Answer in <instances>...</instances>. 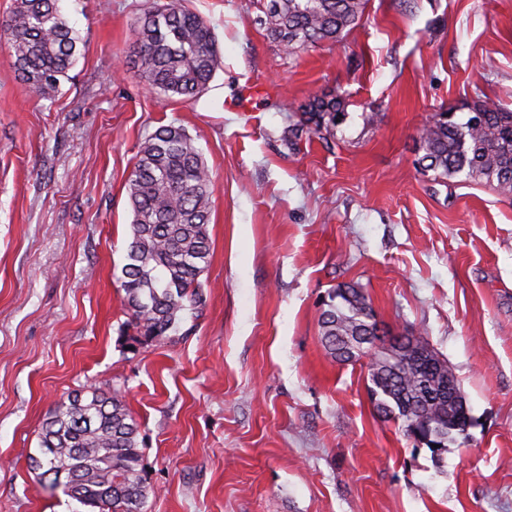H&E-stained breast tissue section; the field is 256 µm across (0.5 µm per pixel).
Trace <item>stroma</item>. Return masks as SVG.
<instances>
[{
    "instance_id": "35a3bbf8",
    "label": "stroma",
    "mask_w": 512,
    "mask_h": 512,
    "mask_svg": "<svg viewBox=\"0 0 512 512\" xmlns=\"http://www.w3.org/2000/svg\"><path fill=\"white\" fill-rule=\"evenodd\" d=\"M185 4L224 56L192 101L130 63L144 0H61L80 54L55 101L0 49V512H74L29 459L54 404L92 389L140 425L148 512H512V198L416 164L433 112L512 109V0H368L340 44L292 54L256 0ZM316 93L346 116L292 145ZM170 123L212 174L211 258L199 314L134 345L125 184ZM344 283L447 361L466 441L416 445L374 413L366 361L326 352L318 307Z\"/></svg>"
}]
</instances>
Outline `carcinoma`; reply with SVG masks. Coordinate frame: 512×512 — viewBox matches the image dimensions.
I'll use <instances>...</instances> for the list:
<instances>
[{
  "instance_id": "1",
  "label": "carcinoma",
  "mask_w": 512,
  "mask_h": 512,
  "mask_svg": "<svg viewBox=\"0 0 512 512\" xmlns=\"http://www.w3.org/2000/svg\"><path fill=\"white\" fill-rule=\"evenodd\" d=\"M60 0H16L0 21V45L14 58L22 82L44 100H54L77 60L79 38L61 13ZM368 0H269L259 22L287 53L322 42L337 43L361 20ZM135 65L151 88L195 100L223 66L214 28L181 0H146L135 27ZM292 138L328 141L345 116L339 95H313L299 107ZM418 164L442 179L464 176L512 198V110L489 98L469 107L459 121L447 110L433 113L419 134ZM132 213L122 267L123 306L135 330L132 341L165 337L183 315L201 305L200 276L208 266L213 181L193 139L180 126L159 127L139 146L126 183ZM318 322L328 354L356 362L368 345L336 353V337L364 336L378 326L363 290L332 289ZM421 368L373 355L368 390L376 412L408 431L410 401L427 420V445L440 448L468 438L469 409L447 395L425 397L442 387L460 391L448 366L433 350ZM139 424L122 397L98 390L55 403L39 432V453L30 468L44 489H60L84 512H146L151 489L141 468Z\"/></svg>"
}]
</instances>
